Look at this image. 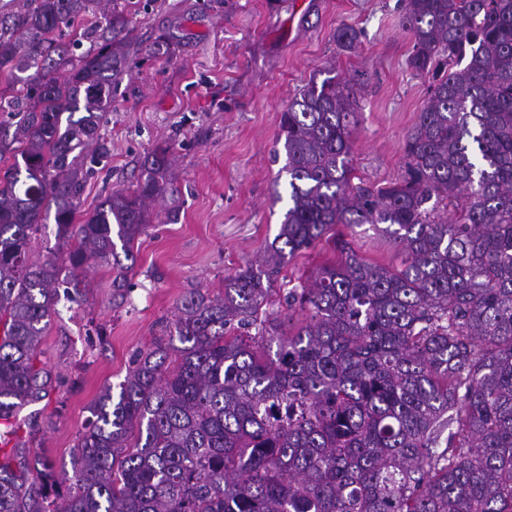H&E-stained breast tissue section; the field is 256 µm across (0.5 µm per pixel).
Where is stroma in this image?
Wrapping results in <instances>:
<instances>
[{
	"instance_id": "35a3bbf8",
	"label": "stroma",
	"mask_w": 512,
	"mask_h": 512,
	"mask_svg": "<svg viewBox=\"0 0 512 512\" xmlns=\"http://www.w3.org/2000/svg\"><path fill=\"white\" fill-rule=\"evenodd\" d=\"M402 7V0H140L131 62L102 118L111 152L87 180L81 211L135 184L140 160L160 146L174 156L175 193L153 205L131 270L91 265L84 302L57 304L40 345L49 394L15 418L31 455L73 473L93 403L123 381L137 351L164 335L186 292H222L225 276L273 241L288 207L286 186L275 182L285 163L273 153L280 114L320 71L355 91L353 184L384 188L401 178L404 144L432 83L407 65L412 36ZM343 24L360 33L350 51L334 40ZM347 234L366 261L399 265L378 227ZM334 258L330 244L317 242L284 266L277 285L299 284ZM122 273L121 299L112 281Z\"/></svg>"
}]
</instances>
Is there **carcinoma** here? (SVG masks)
Segmentation results:
<instances>
[{
    "mask_svg": "<svg viewBox=\"0 0 512 512\" xmlns=\"http://www.w3.org/2000/svg\"><path fill=\"white\" fill-rule=\"evenodd\" d=\"M130 0H19L0 10V420L47 392L37 365L60 292L90 261L134 260L170 149L77 219L109 153L99 113L126 72ZM407 65L443 72L393 185L350 184L352 86L312 80L280 113L288 209L262 257L190 289L166 336L106 389L76 480L39 457L26 484L0 453V512H512V0H404ZM344 51L359 32L334 33ZM455 208L437 221L430 201ZM54 219L58 252L30 244ZM382 224L400 267L336 226ZM338 253L280 294L321 240Z\"/></svg>",
    "mask_w": 512,
    "mask_h": 512,
    "instance_id": "obj_1",
    "label": "carcinoma"
}]
</instances>
